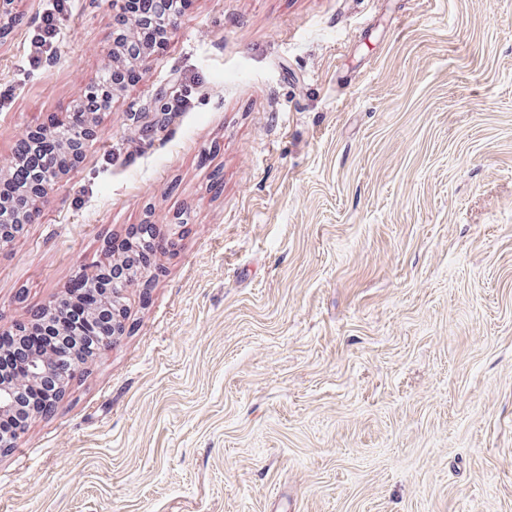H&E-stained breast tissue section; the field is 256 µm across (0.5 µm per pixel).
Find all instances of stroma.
<instances>
[{
	"label": "stroma",
	"mask_w": 512,
	"mask_h": 512,
	"mask_svg": "<svg viewBox=\"0 0 512 512\" xmlns=\"http://www.w3.org/2000/svg\"><path fill=\"white\" fill-rule=\"evenodd\" d=\"M53 5L0 39V168L112 44L67 0L36 52ZM141 70L0 246V331L181 232L0 512H512V0H193ZM60 8L57 7L58 14L60 16H55L54 12H48L44 15L41 22V43L38 45L39 49L42 48V46L47 45L48 48H51L53 43L55 42L59 31H60V25L62 23V17H61V6L63 5V2H67V0H58Z\"/></svg>",
	"instance_id": "obj_1"
}]
</instances>
